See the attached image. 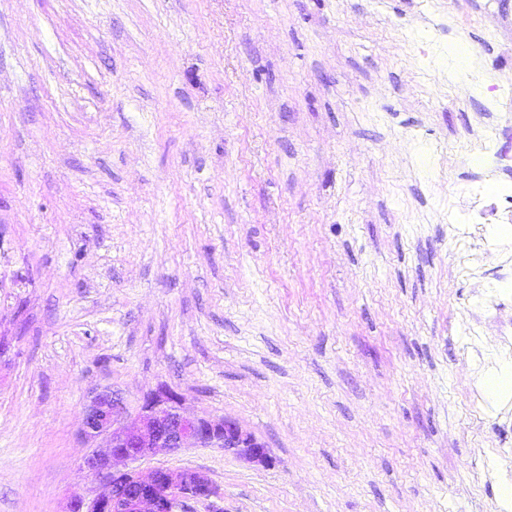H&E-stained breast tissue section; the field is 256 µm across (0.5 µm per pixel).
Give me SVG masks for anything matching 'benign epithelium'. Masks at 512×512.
Segmentation results:
<instances>
[{
  "label": "benign epithelium",
  "mask_w": 512,
  "mask_h": 512,
  "mask_svg": "<svg viewBox=\"0 0 512 512\" xmlns=\"http://www.w3.org/2000/svg\"><path fill=\"white\" fill-rule=\"evenodd\" d=\"M83 435L106 441V451L84 461L104 490L91 499L67 497L61 512H186L188 500L221 498L220 489L198 470L158 468L144 476L130 467L158 451L221 448L249 463L271 464L265 444L236 421L192 412L184 395L168 387L147 394L134 416L125 414L114 392L97 393L85 414Z\"/></svg>",
  "instance_id": "1"
}]
</instances>
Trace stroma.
Masks as SVG:
<instances>
[{"label": "stroma", "mask_w": 512, "mask_h": 512, "mask_svg": "<svg viewBox=\"0 0 512 512\" xmlns=\"http://www.w3.org/2000/svg\"><path fill=\"white\" fill-rule=\"evenodd\" d=\"M512 0H0V512L98 494L95 392L265 443L222 512H501L512 379L449 224ZM478 336H471V328Z\"/></svg>", "instance_id": "35a3bbf8"}]
</instances>
